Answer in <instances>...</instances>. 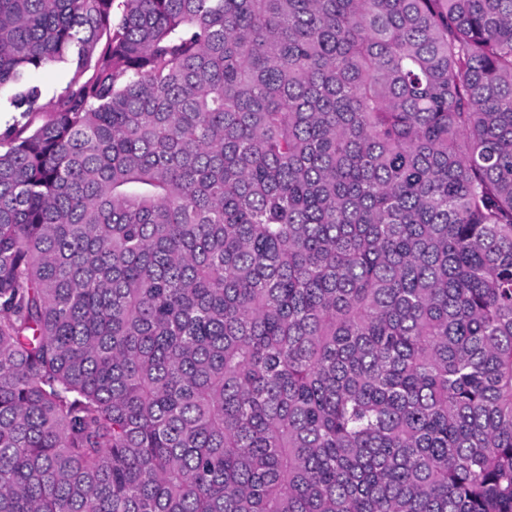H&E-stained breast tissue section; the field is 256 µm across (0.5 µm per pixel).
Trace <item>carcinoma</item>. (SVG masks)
I'll return each instance as SVG.
<instances>
[{
    "mask_svg": "<svg viewBox=\"0 0 512 512\" xmlns=\"http://www.w3.org/2000/svg\"><path fill=\"white\" fill-rule=\"evenodd\" d=\"M4 89L0 512H512V0H0ZM72 76V72L62 66H52L31 73L33 82L43 90V102H48L60 87Z\"/></svg>",
    "mask_w": 512,
    "mask_h": 512,
    "instance_id": "obj_1",
    "label": "carcinoma"
}]
</instances>
